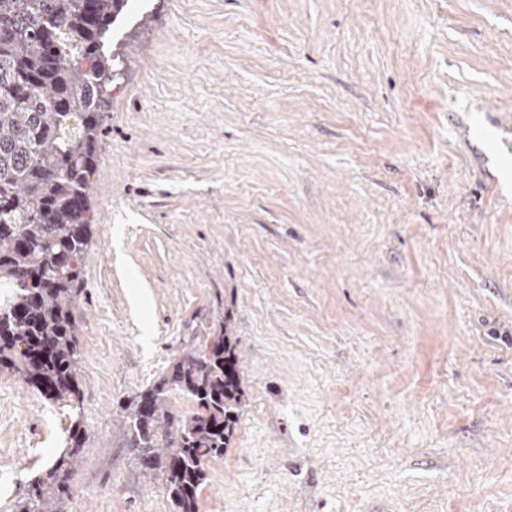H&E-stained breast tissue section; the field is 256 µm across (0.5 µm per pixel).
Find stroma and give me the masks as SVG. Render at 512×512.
I'll return each mask as SVG.
<instances>
[{
    "label": "stroma",
    "instance_id": "1",
    "mask_svg": "<svg viewBox=\"0 0 512 512\" xmlns=\"http://www.w3.org/2000/svg\"><path fill=\"white\" fill-rule=\"evenodd\" d=\"M90 176L80 409L0 370V512H170L118 406L231 328L199 512H512V0H129ZM85 442L86 437L83 431L79 430L78 424H75L70 441H66L65 448L57 458L55 466L48 473L32 481L31 496L21 510L14 512H66L68 477L77 464Z\"/></svg>",
    "mask_w": 512,
    "mask_h": 512
}]
</instances>
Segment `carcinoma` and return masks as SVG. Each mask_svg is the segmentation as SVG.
Segmentation results:
<instances>
[{
  "label": "carcinoma",
  "instance_id": "obj_1",
  "mask_svg": "<svg viewBox=\"0 0 512 512\" xmlns=\"http://www.w3.org/2000/svg\"><path fill=\"white\" fill-rule=\"evenodd\" d=\"M128 0H0V367L46 399L79 401L83 353L74 308L91 238L89 176L112 89L102 52ZM237 340L224 331L120 406L140 467L165 475L174 512H198L207 460L224 454L245 405ZM180 391L197 407L169 408ZM86 437L32 481L19 512H66L67 481Z\"/></svg>",
  "mask_w": 512,
  "mask_h": 512
}]
</instances>
